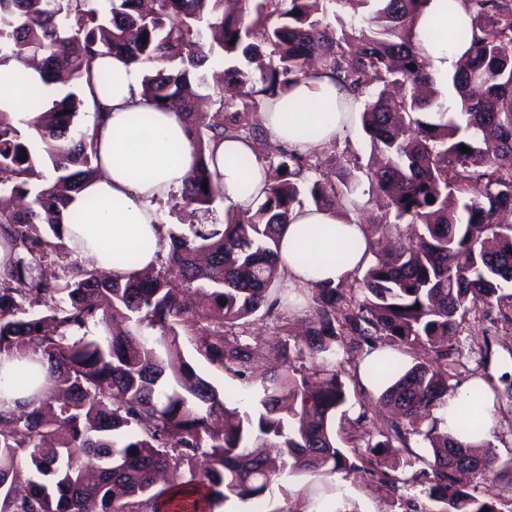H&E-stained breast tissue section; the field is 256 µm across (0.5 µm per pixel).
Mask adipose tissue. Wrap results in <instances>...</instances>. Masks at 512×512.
<instances>
[{
  "instance_id": "obj_1",
  "label": "adipose tissue",
  "mask_w": 512,
  "mask_h": 512,
  "mask_svg": "<svg viewBox=\"0 0 512 512\" xmlns=\"http://www.w3.org/2000/svg\"><path fill=\"white\" fill-rule=\"evenodd\" d=\"M466 45L444 39L425 46V54L440 92L448 90V74L464 57ZM96 72H109L108 86L100 88L109 112L102 124L91 126L100 157L97 174L74 194L67 208L81 223H64V241L76 259L93 260L99 269L121 277L131 269L155 266L158 252L169 241L162 227L160 204L180 190L191 173L196 155L176 112L146 106L140 95V65L118 57L94 61ZM14 62L0 64V111L23 118L26 87H42L34 69H26V86L14 84ZM339 96L334 82L308 76L275 102L264 107L263 125L272 142L307 152L331 143L346 127L344 113L333 111ZM247 142L225 139L213 148L215 166L224 187V205L240 209L262 197L263 168L244 171L231 165V157L252 154ZM362 224L342 211L313 205L296 208L279 249L280 266L289 287L312 288L349 279L367 259L363 251L345 252L347 242H364ZM138 251L134 267L114 264L115 250Z\"/></svg>"
}]
</instances>
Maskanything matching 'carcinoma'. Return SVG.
Wrapping results in <instances>:
<instances>
[{"label": "carcinoma", "instance_id": "carcinoma-1", "mask_svg": "<svg viewBox=\"0 0 512 512\" xmlns=\"http://www.w3.org/2000/svg\"><path fill=\"white\" fill-rule=\"evenodd\" d=\"M0 0V63L39 59L45 83L73 80L80 93L31 92L30 116L0 111V356L15 361L10 384L26 396L0 410V512H215L261 500L271 485L299 474L376 478L388 491L425 479L438 512H501L487 481L512 473L492 442L463 445L438 430L459 349L449 337L479 310L512 322V0H467L471 21L448 15V36L471 43L448 77V105L434 87L423 43L442 38L414 21L429 0ZM367 9L350 29H330L331 7ZM269 65L239 66L262 49ZM144 67L151 108L179 105L197 162L171 212L209 211L222 188L205 162L208 144L252 143L266 174L265 196L224 221L173 224L153 276L122 278L49 265L71 256L59 221L69 193L98 170L94 138L77 117L91 98L103 117L94 74L99 57ZM345 97L336 111L357 112L380 164L338 182L322 177L313 152L264 150L267 133L253 112L307 75L310 60ZM224 63L214 104L224 118L193 121L191 85L207 84L208 62ZM466 146L469 151H461ZM383 199L409 242L373 252L362 277L305 291L300 340L273 344L282 364L258 371L249 318L291 307L279 271V237L294 208L358 206L357 189ZM208 183V190L202 183ZM251 393L230 404L184 355L180 339ZM429 346L407 369L396 355ZM377 357L366 377L396 411L371 423L350 421V452L333 421L346 414L345 378L357 358ZM372 442L364 457L358 442ZM425 449L419 454L411 443ZM411 455L410 473L391 475L388 450ZM479 483L466 490L455 474Z\"/></svg>", "mask_w": 512, "mask_h": 512}]
</instances>
